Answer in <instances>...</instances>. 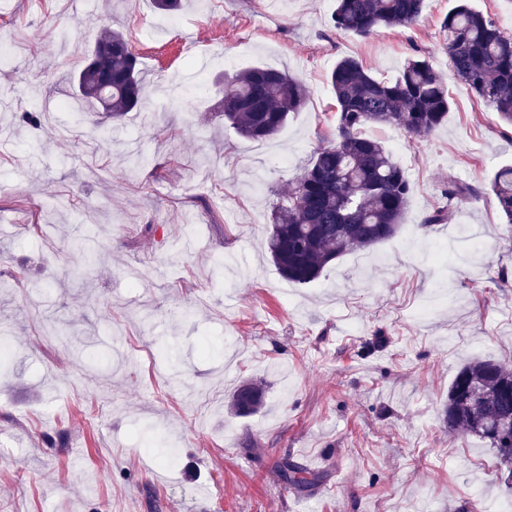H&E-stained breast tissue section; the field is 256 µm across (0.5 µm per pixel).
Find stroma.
I'll list each match as a JSON object with an SVG mask.
<instances>
[{"label": "stroma", "mask_w": 512, "mask_h": 512, "mask_svg": "<svg viewBox=\"0 0 512 512\" xmlns=\"http://www.w3.org/2000/svg\"><path fill=\"white\" fill-rule=\"evenodd\" d=\"M0 0V512H474L512 503L494 451L448 430L467 362L512 365V224L488 187L512 127L457 80L425 0L417 23L336 30L335 0ZM121 30L145 107L60 108L97 34ZM448 83L445 125L365 127L411 185L398 234L300 287L262 247L331 138L335 63L398 76L414 51ZM288 70L310 96L265 141L225 126L219 83ZM37 113L36 127L23 112ZM485 194L423 227L449 180ZM86 239L97 261L85 267ZM266 406L230 412L244 381ZM80 458H73V449ZM310 482L287 483L282 460Z\"/></svg>", "instance_id": "1"}]
</instances>
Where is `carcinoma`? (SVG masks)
<instances>
[{"instance_id":"cac0c4a2","label":"carcinoma","mask_w":512,"mask_h":512,"mask_svg":"<svg viewBox=\"0 0 512 512\" xmlns=\"http://www.w3.org/2000/svg\"><path fill=\"white\" fill-rule=\"evenodd\" d=\"M423 6L424 0H336L333 21L338 30L370 37L413 25ZM442 30L453 75L512 125V35L466 0L445 16ZM329 83L336 98V135L289 184L264 241L282 278L299 286L314 282L348 253L394 237L404 222L410 193L405 170L362 128L392 126L425 136L448 119L447 84L422 54L408 59L393 80L378 79L356 59L343 58ZM78 93L76 103L100 105L116 120L144 106L138 60L121 33L110 28L100 32L90 62L78 72ZM307 99V86L297 77L272 68H245L224 82V121L244 138L266 139ZM490 189L512 224V167L498 169ZM482 194L480 187L453 181L445 190L450 207ZM264 398L262 388L242 384L230 408L238 416L253 415ZM443 413L448 430L489 443L498 464L508 465L501 449L512 448V437L502 422L512 420V367L490 358L466 363L448 388ZM281 473L292 484L309 482L301 468L286 461Z\"/></svg>"}]
</instances>
